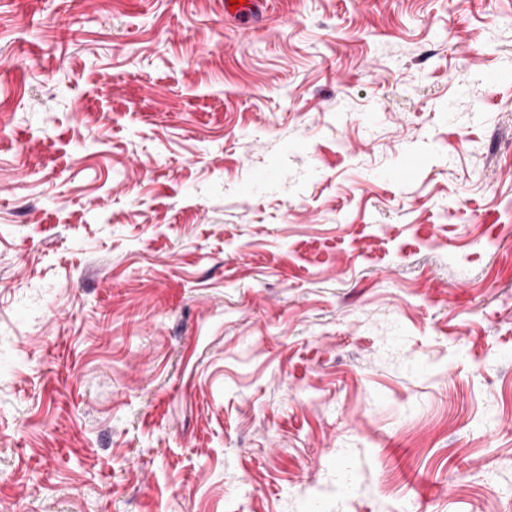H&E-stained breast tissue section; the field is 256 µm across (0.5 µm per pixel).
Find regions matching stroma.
Returning a JSON list of instances; mask_svg holds the SVG:
<instances>
[{"mask_svg":"<svg viewBox=\"0 0 512 512\" xmlns=\"http://www.w3.org/2000/svg\"><path fill=\"white\" fill-rule=\"evenodd\" d=\"M0 512H512V0H0Z\"/></svg>","mask_w":512,"mask_h":512,"instance_id":"obj_1","label":"stroma"}]
</instances>
